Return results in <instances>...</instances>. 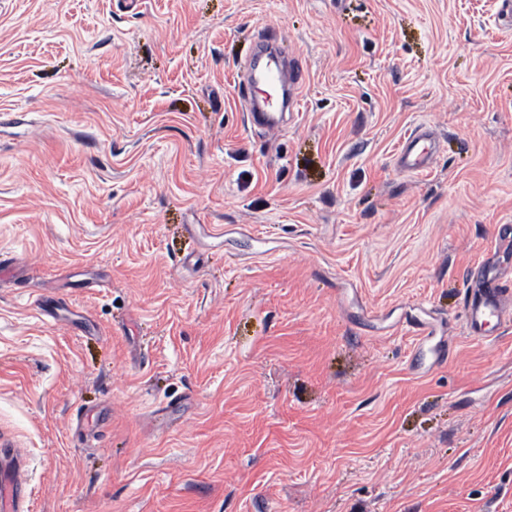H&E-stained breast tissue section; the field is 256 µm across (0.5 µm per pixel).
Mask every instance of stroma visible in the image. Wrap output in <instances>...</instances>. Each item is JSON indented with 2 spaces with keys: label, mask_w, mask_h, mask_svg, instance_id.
I'll return each mask as SVG.
<instances>
[{
  "label": "stroma",
  "mask_w": 512,
  "mask_h": 512,
  "mask_svg": "<svg viewBox=\"0 0 512 512\" xmlns=\"http://www.w3.org/2000/svg\"><path fill=\"white\" fill-rule=\"evenodd\" d=\"M502 0H0V441L30 512H512ZM301 107L246 121L268 28ZM431 165L395 157L416 128ZM453 355L413 368L406 320ZM504 289L495 280H483L480 288H468L465 303V330L474 338H487L486 325L493 319L500 324L509 320L505 305Z\"/></svg>",
  "instance_id": "obj_1"
}]
</instances>
